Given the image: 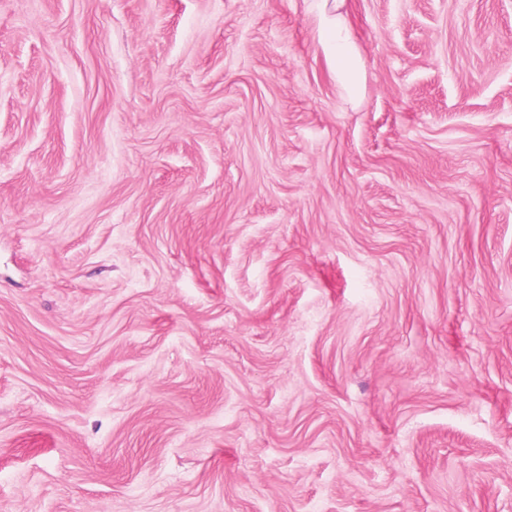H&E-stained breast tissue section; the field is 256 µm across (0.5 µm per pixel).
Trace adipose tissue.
Masks as SVG:
<instances>
[{
  "label": "adipose tissue",
  "instance_id": "1",
  "mask_svg": "<svg viewBox=\"0 0 512 512\" xmlns=\"http://www.w3.org/2000/svg\"><path fill=\"white\" fill-rule=\"evenodd\" d=\"M318 45L336 79L341 98H360L365 82L360 49L343 12L346 0H314Z\"/></svg>",
  "mask_w": 512,
  "mask_h": 512
}]
</instances>
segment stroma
Returning a JSON list of instances; mask_svg holds the SVG:
<instances>
[{
	"mask_svg": "<svg viewBox=\"0 0 512 512\" xmlns=\"http://www.w3.org/2000/svg\"><path fill=\"white\" fill-rule=\"evenodd\" d=\"M0 0V512H512V0ZM317 41L332 73L340 97L354 101L360 98L365 82L360 49L341 9L346 0H313Z\"/></svg>",
	"mask_w": 512,
	"mask_h": 512,
	"instance_id": "obj_1",
	"label": "stroma"
}]
</instances>
